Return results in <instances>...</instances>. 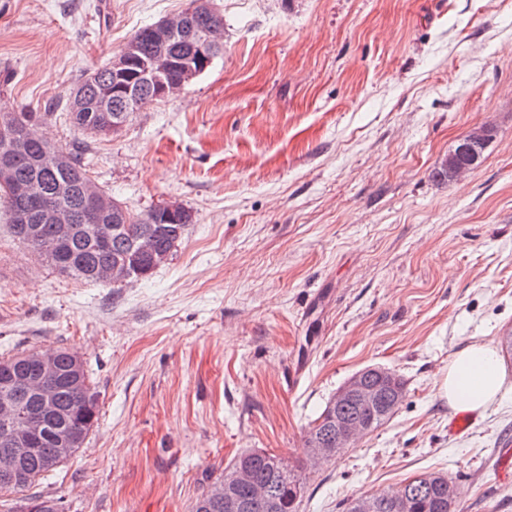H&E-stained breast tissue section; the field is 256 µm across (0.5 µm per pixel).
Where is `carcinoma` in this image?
<instances>
[{"label":"carcinoma","mask_w":512,"mask_h":512,"mask_svg":"<svg viewBox=\"0 0 512 512\" xmlns=\"http://www.w3.org/2000/svg\"><path fill=\"white\" fill-rule=\"evenodd\" d=\"M180 29L167 41L160 40L153 26L138 30L128 41L132 47L129 75L124 83L131 92H114L116 78L112 65L99 68L83 78L72 88L68 98V115L74 126L93 137H102L100 131L112 124H125L133 112L144 105L160 100L157 88L138 78L145 66L159 55L166 54L177 60L163 81L177 85L184 79V64L197 66L198 44L205 37L216 45L213 58L224 52V18L210 7L203 9L195 3L176 15ZM34 112H7L0 114V153L11 150L10 132L30 123ZM457 160L479 166L484 160L485 145L473 151H458L453 147ZM38 184L44 192L43 204L49 207H72L82 193L94 185L86 166L72 152L51 142L40 133L25 141L15 151L12 177L0 182V198L4 199L9 212L14 236L44 258L60 273L86 281H104L103 273L112 270V282H127L150 276L160 266V256L171 254L178 246L189 224L193 223L192 211L185 210L182 223L158 222V214L165 210L159 205L143 213L130 211L123 202L104 190L98 193L114 204L117 216L109 223L78 224L66 248L51 257L48 248L61 235L58 225L39 220L37 214L29 216V232L21 234L17 214L23 204L16 194L17 187ZM33 351H25L0 360V377L26 379L32 389L19 388L10 396L24 415H32L41 409V399L34 389L52 387L54 414L41 428L32 449L19 463L20 480L15 484L0 483V496L14 495L15 506L8 512H60L61 499L28 494L38 481L70 459L83 447L89 433L97 424L99 409L96 392L91 387L85 369H76L74 353L59 350L52 353L53 370L43 375L29 363ZM367 385L377 390L372 401L349 399L341 405L330 400L322 412L312 421L305 436L304 447H312L319 441L337 451L344 450L336 430V419L346 418L365 423L372 432L385 424L402 406L407 396L403 378L394 370L382 366L363 368ZM251 469L256 485H270L273 501L252 497L240 487L237 494L246 502V512H299L302 497L294 494V484L304 482L303 470L288 466L276 455L259 451L240 454L233 463L212 481V485L230 483L242 465ZM408 498L411 512H460L455 500L452 481L443 473L423 474L390 490L372 492L366 497L374 499L376 512H394L393 497ZM191 512H224V504L212 500L203 491L195 500Z\"/></svg>","instance_id":"cac0c4a2"}]
</instances>
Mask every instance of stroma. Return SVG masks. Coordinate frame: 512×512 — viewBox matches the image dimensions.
Returning <instances> with one entry per match:
<instances>
[{
  "instance_id": "stroma-1",
  "label": "stroma",
  "mask_w": 512,
  "mask_h": 512,
  "mask_svg": "<svg viewBox=\"0 0 512 512\" xmlns=\"http://www.w3.org/2000/svg\"><path fill=\"white\" fill-rule=\"evenodd\" d=\"M224 54L112 137L67 96L190 0H0V112L141 213L190 209L145 280H79L11 235L0 206V358L67 348L98 422L35 493L64 512H191L230 460L304 463V436L356 371L401 375L383 426L309 475L301 512L432 472L464 512H512L496 455L512 386L464 438L436 383L512 332V0H209ZM497 137L460 180L434 171L472 128Z\"/></svg>"
}]
</instances>
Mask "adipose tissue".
<instances>
[{
  "label": "adipose tissue",
  "mask_w": 512,
  "mask_h": 512,
  "mask_svg": "<svg viewBox=\"0 0 512 512\" xmlns=\"http://www.w3.org/2000/svg\"><path fill=\"white\" fill-rule=\"evenodd\" d=\"M507 383V369L495 349L470 344L457 352L438 380L437 393L453 409L485 414Z\"/></svg>",
  "instance_id": "1"
}]
</instances>
